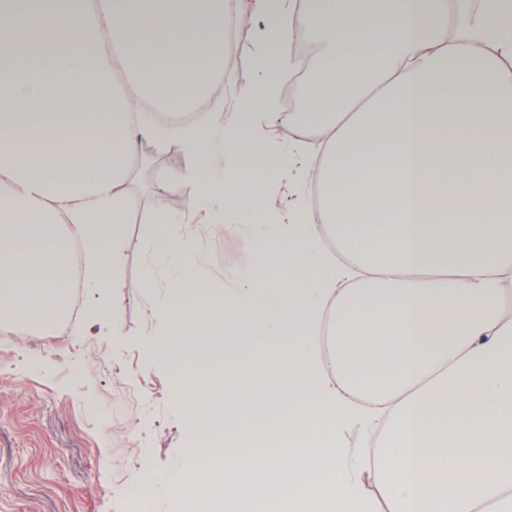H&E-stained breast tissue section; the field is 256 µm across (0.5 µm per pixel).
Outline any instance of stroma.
Segmentation results:
<instances>
[{
	"label": "stroma",
	"instance_id": "obj_1",
	"mask_svg": "<svg viewBox=\"0 0 512 512\" xmlns=\"http://www.w3.org/2000/svg\"><path fill=\"white\" fill-rule=\"evenodd\" d=\"M234 83L217 95L232 104L256 83L255 51L236 38ZM133 191L140 210L124 231L112 271L117 304L97 320L72 315L59 331L15 334L0 350V512H126L129 490L141 488V512H178L171 493L150 479L180 468L194 453L195 429L179 411L174 378L223 367L224 354L157 357L151 340L162 330L153 301L170 271L150 264L145 217L158 178L187 163L177 140L145 154ZM196 245L198 272L233 288L250 264L249 231L209 224L205 210L178 225Z\"/></svg>",
	"mask_w": 512,
	"mask_h": 512
}]
</instances>
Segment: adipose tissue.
Here are the masks:
<instances>
[{"label": "adipose tissue", "instance_id": "ef3b65f1", "mask_svg": "<svg viewBox=\"0 0 512 512\" xmlns=\"http://www.w3.org/2000/svg\"><path fill=\"white\" fill-rule=\"evenodd\" d=\"M229 8L0 0V321L56 329L76 282L88 317L104 310L141 146L178 140L189 163L164 190L196 193L151 216V259L173 269L157 346L225 350L235 377L175 380L179 408L224 438L165 479L181 512H372L345 466L353 426L375 437L360 460L388 512H512V0H253L257 82L230 108L211 91L233 81ZM294 30L316 45L304 121L261 138ZM153 106L191 116L157 123ZM304 150L296 208L266 215L220 296L175 225L200 205L249 223ZM189 302L205 314L176 316Z\"/></svg>", "mask_w": 512, "mask_h": 512}]
</instances>
